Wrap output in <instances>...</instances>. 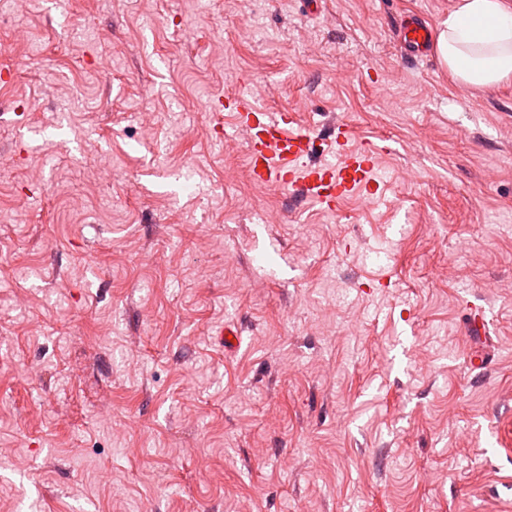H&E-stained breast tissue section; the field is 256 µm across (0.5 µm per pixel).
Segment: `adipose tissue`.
<instances>
[{"mask_svg":"<svg viewBox=\"0 0 512 512\" xmlns=\"http://www.w3.org/2000/svg\"><path fill=\"white\" fill-rule=\"evenodd\" d=\"M436 50L456 83L489 89L512 82V0H458Z\"/></svg>","mask_w":512,"mask_h":512,"instance_id":"1","label":"adipose tissue"}]
</instances>
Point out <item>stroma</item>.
<instances>
[{
  "label": "stroma",
  "instance_id": "obj_1",
  "mask_svg": "<svg viewBox=\"0 0 512 512\" xmlns=\"http://www.w3.org/2000/svg\"><path fill=\"white\" fill-rule=\"evenodd\" d=\"M455 4L39 0L0 24V512H512V84L393 38ZM248 88L392 143L377 200L255 186L218 107ZM397 42L411 60L423 58L433 41L432 28L417 15L405 16L397 27Z\"/></svg>",
  "mask_w": 512,
  "mask_h": 512
}]
</instances>
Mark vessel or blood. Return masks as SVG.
<instances>
[{
    "label": "vessel or blood",
    "instance_id": "1",
    "mask_svg": "<svg viewBox=\"0 0 512 512\" xmlns=\"http://www.w3.org/2000/svg\"><path fill=\"white\" fill-rule=\"evenodd\" d=\"M396 37L405 56L418 60L427 54L433 30L419 16L408 15L399 23ZM225 108L245 134L254 183L289 190L328 211L360 191L373 198L376 158L386 152V145L368 141L361 148H350L349 127L336 123L329 131L336 153L325 160L297 113L283 111L273 118L262 104L245 96L227 98Z\"/></svg>",
    "mask_w": 512,
    "mask_h": 512
}]
</instances>
